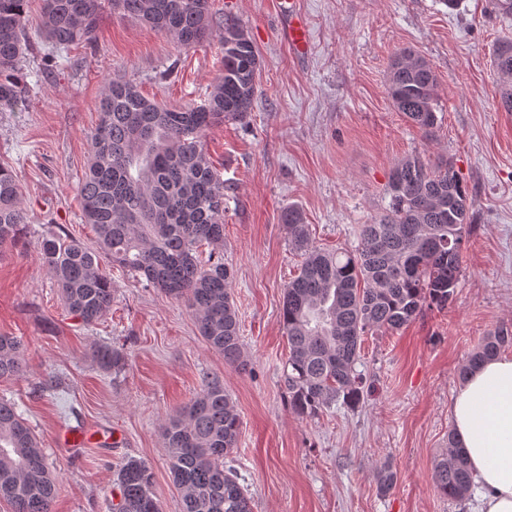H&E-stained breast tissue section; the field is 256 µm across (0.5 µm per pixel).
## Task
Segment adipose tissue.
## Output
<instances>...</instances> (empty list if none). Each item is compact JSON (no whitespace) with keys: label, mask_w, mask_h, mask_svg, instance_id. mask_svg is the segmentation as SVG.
<instances>
[{"label":"adipose tissue","mask_w":512,"mask_h":512,"mask_svg":"<svg viewBox=\"0 0 512 512\" xmlns=\"http://www.w3.org/2000/svg\"><path fill=\"white\" fill-rule=\"evenodd\" d=\"M450 412L459 449L485 489L473 512H512V356L469 373Z\"/></svg>","instance_id":"obj_1"}]
</instances>
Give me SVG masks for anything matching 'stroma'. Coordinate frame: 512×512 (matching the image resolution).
I'll use <instances>...</instances> for the list:
<instances>
[{"instance_id": "stroma-1", "label": "stroma", "mask_w": 512, "mask_h": 512, "mask_svg": "<svg viewBox=\"0 0 512 512\" xmlns=\"http://www.w3.org/2000/svg\"><path fill=\"white\" fill-rule=\"evenodd\" d=\"M278 2L213 5L216 18L248 31L260 60L249 117L203 138L226 186L224 243L211 253L234 271L238 364L208 346L184 301L116 266L106 269L111 309L83 325L37 259L52 233L96 244L79 183L109 80H134L171 106L201 104L220 72L222 28L185 48L103 9L95 49L72 47L68 64L49 67L50 49L35 45L24 97L0 109V165L17 175L27 216L0 255V335L23 343L26 370L0 379V397L19 405L57 473L52 512H111L116 473L130 459L151 466L162 512H181L163 426L211 377L240 418L224 464L253 512H472L471 500L437 492L433 470L448 450L460 370L484 336L512 328V112L499 105L490 62L493 43L512 37V15L495 11L493 0H459L453 11L442 0H296L310 33L299 57L283 37L288 19ZM401 48L438 77L432 136L388 96L390 60ZM414 154L447 157L473 201L454 297L400 330L364 336L357 369L371 392L362 405L296 416L281 381L288 341L280 313L302 258L282 214L297 206L314 245L355 250L361 226L389 201L393 166ZM102 345L127 352L124 371L98 368L92 353ZM64 429L85 441L61 445ZM386 466L396 479L383 494Z\"/></svg>"}]
</instances>
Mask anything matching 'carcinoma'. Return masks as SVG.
Listing matches in <instances>:
<instances>
[{
    "mask_svg": "<svg viewBox=\"0 0 512 512\" xmlns=\"http://www.w3.org/2000/svg\"><path fill=\"white\" fill-rule=\"evenodd\" d=\"M38 37L57 56L91 45L103 4L195 47L213 34L211 0H43ZM27 0H0V107L17 104L25 87L20 74L31 48ZM259 57L247 31L224 20L221 73L200 105L169 106L145 97L135 82H108L99 103L100 122L80 184L82 218L94 226L96 246L69 236L49 235L38 257L55 278L67 309L86 325L112 307V280L102 260L143 277L183 300L199 335L227 364L242 356L239 324L229 292L232 269L223 262L201 265L203 244L224 242V180L202 144L204 133L226 121H243L253 110ZM500 104L512 112V40L493 50ZM438 78L412 51L395 54L388 93L394 109L425 133L438 125ZM385 212L360 229L355 252H329L311 243L301 212L283 213L291 245L303 256L299 272L284 289L281 319L289 356L283 368L288 410L310 417L340 402L356 407L365 399L356 370L362 336L396 330L427 308L448 306L462 272L471 201L453 166L431 164L414 154L394 165ZM26 214L13 170L0 166V249L15 242ZM512 346V329L501 327L474 351L461 379L484 360ZM24 348L0 335V378L24 373ZM99 368L124 369L127 353L101 346ZM240 420L224 385L205 380L164 429L168 465L181 493V512H251L250 498L224 457L236 446ZM120 500L113 512H161L153 472L129 459L116 474ZM436 490L462 501L474 485L467 459L449 450L436 463ZM57 478L43 448L17 405L0 398V499L13 512H51Z\"/></svg>",
    "mask_w": 512,
    "mask_h": 512,
    "instance_id": "carcinoma-1",
    "label": "carcinoma"
}]
</instances>
